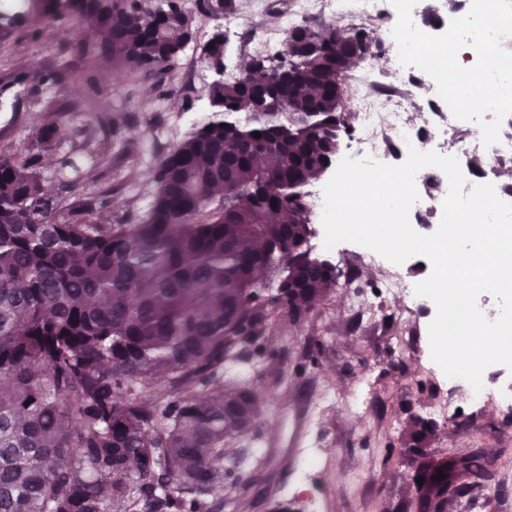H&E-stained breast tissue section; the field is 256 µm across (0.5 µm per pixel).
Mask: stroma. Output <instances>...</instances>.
I'll return each instance as SVG.
<instances>
[{
    "label": "stroma",
    "instance_id": "obj_1",
    "mask_svg": "<svg viewBox=\"0 0 512 512\" xmlns=\"http://www.w3.org/2000/svg\"><path fill=\"white\" fill-rule=\"evenodd\" d=\"M81 38L96 40L89 23L22 25L0 37V154L30 147L35 117L47 113L59 128L54 153L109 145L80 182L63 184L66 202L77 206L98 196L113 209L145 216L155 192L153 169L212 119L208 90L188 87L182 60L159 84L148 74L118 70L108 56L76 59L71 47ZM61 66L68 69L64 82L39 95L18 82L26 68ZM310 242L314 256L331 261L341 276L304 320L271 336L277 355L260 364L252 382L258 436L243 443L260 464L258 478L245 491L212 493L216 512H403L414 495L405 423L424 415L448 380L429 342L404 353L387 337L351 330L349 292L374 296L378 275L370 267L351 273L356 244L327 251L318 237ZM450 408L430 447L442 456L480 449L512 488V413L492 402L475 404L460 390ZM311 446L323 455L319 468L307 472L295 455Z\"/></svg>",
    "mask_w": 512,
    "mask_h": 512
}]
</instances>
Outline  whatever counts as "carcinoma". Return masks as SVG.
Returning <instances> with one entry per match:
<instances>
[{"label": "carcinoma", "mask_w": 512, "mask_h": 512, "mask_svg": "<svg viewBox=\"0 0 512 512\" xmlns=\"http://www.w3.org/2000/svg\"><path fill=\"white\" fill-rule=\"evenodd\" d=\"M20 6L45 28L91 22L98 39L76 42L75 55H110L129 72L172 68L185 40L180 0H71L66 13L59 0H0V12ZM288 39L304 47L288 58L283 96L314 121L290 104L266 123L239 119L249 72L210 88L224 121L204 123L160 161L141 219L93 198L55 221L64 199L45 189L41 166L52 126L26 153L0 155V512H212L214 486L250 484L245 463L224 456V439L254 432L258 413L236 350L276 357V324L298 321L330 292L307 257L298 186L325 174L351 128L326 66L345 44L329 27ZM66 74L34 68L27 79L37 89ZM265 147L277 153L272 168L261 163ZM258 188L265 210L247 203ZM270 272L294 287L261 286ZM435 430L414 416L406 426L423 479L416 512L506 493L483 454H435Z\"/></svg>", "instance_id": "carcinoma-1"}]
</instances>
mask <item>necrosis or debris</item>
Returning a JSON list of instances; mask_svg holds the SVG:
<instances>
[{
	"label": "necrosis or debris",
	"instance_id": "4bbe7bcc",
	"mask_svg": "<svg viewBox=\"0 0 512 512\" xmlns=\"http://www.w3.org/2000/svg\"><path fill=\"white\" fill-rule=\"evenodd\" d=\"M470 4L471 0H447L444 9L438 10L431 0H418L412 11L413 20L421 30L440 34L452 19L465 14ZM267 15L268 0H239L235 11L225 13L223 23L233 26L249 19L244 48L250 53L271 51L288 30L329 16L342 17L350 25L377 36L396 77L378 81L367 71L344 74L343 84L351 92L350 104L355 114L351 134L354 157L369 155L388 164L406 159L412 146L433 150L463 160L467 186L492 183L498 196L512 203V185L498 181L503 170L512 168V118L503 121L498 144L487 147L482 141L470 140V122L454 118L438 95L432 77L400 64L391 35L397 12L390 0H288L281 14L282 24L276 28L268 25ZM416 185L419 199L410 210L409 220L418 233L429 235L440 223L442 211L437 201L446 196L448 180L440 169L426 167L418 172ZM426 308V298L416 295L413 283L404 282L398 270L392 268L384 271L378 296L351 299L349 313L363 332H378L392 321L397 335L408 336Z\"/></svg>",
	"mask_w": 512,
	"mask_h": 512
}]
</instances>
